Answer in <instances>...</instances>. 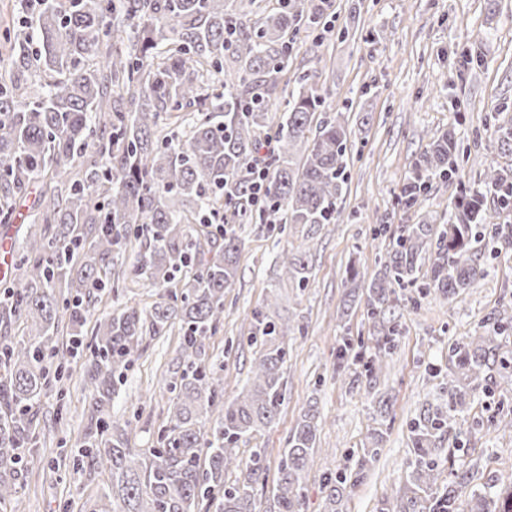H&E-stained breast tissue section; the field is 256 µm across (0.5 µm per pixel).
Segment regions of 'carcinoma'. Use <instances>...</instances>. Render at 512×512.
Here are the masks:
<instances>
[{
	"label": "carcinoma",
	"instance_id": "obj_1",
	"mask_svg": "<svg viewBox=\"0 0 512 512\" xmlns=\"http://www.w3.org/2000/svg\"><path fill=\"white\" fill-rule=\"evenodd\" d=\"M20 23L6 50L11 67L0 71V223L16 218L14 203L45 173L60 181L75 155L92 150L97 160L65 193L47 185L34 201L33 223L43 225L19 249L17 283L0 301V512H20L14 477L32 461L27 445L37 438L32 409L52 382L71 371L56 337L63 327L88 324L92 302L113 287L114 257L138 241L128 277L164 289L151 308L130 306L98 319L90 357L82 364L91 396L90 425L74 465L105 476L90 512H201L214 500L218 512H255V486L266 479L265 450L238 458L239 441L272 424L286 399L283 367L289 327L273 318L267 300L252 312L259 327L250 384L224 401L221 376L198 362L204 340L224 324V298L235 284L240 244L224 232L225 213L251 224L302 226L314 238L336 219L347 183V130L337 117L315 121L325 96L302 76L287 92L279 75L288 69V31L313 4L278 0L252 25L235 0H40ZM31 70L48 81L35 92L21 79ZM278 123L270 112L280 98ZM192 117L186 137L165 128ZM274 141L267 161L265 202L250 195V159L261 137ZM496 149L512 155V118L498 121ZM459 148L450 131L432 139L413 163L401 202L415 207L431 177L456 172ZM464 161L484 168L486 192L462 188L446 224H403L386 260L364 285L366 314L376 327L375 352L364 365L372 379L402 334L392 309L397 290L417 284L429 247H436L428 282L419 292L449 299L485 276L475 244L483 235L512 244V225L486 224L485 194L512 209V171L484 157ZM193 224L219 227L208 252L193 240ZM287 279L300 288L311 276L308 252L285 255ZM68 312L62 325L60 311ZM183 332L186 370L169 385L166 424L149 453L130 447L136 416L112 418L115 377L138 353L146 336ZM23 325L21 338L13 327ZM512 316L504 306L450 350L448 399L413 426L415 458L405 471L402 512H458L463 483L434 499L439 478L432 452L440 431L453 429L474 393L492 378ZM337 368L361 361L350 328L336 352ZM221 417L211 423L210 414ZM318 408L308 407L288 435L278 465V512H303L302 477L317 452ZM240 471L224 484L230 468ZM467 512H512V479L496 498L471 495Z\"/></svg>",
	"mask_w": 512,
	"mask_h": 512
}]
</instances>
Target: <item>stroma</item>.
Masks as SVG:
<instances>
[{"instance_id": "35a3bbf8", "label": "stroma", "mask_w": 512, "mask_h": 512, "mask_svg": "<svg viewBox=\"0 0 512 512\" xmlns=\"http://www.w3.org/2000/svg\"><path fill=\"white\" fill-rule=\"evenodd\" d=\"M314 75L326 91L325 109L342 113L349 131V182L335 223L311 241L300 227L279 231L266 224H227L241 242L236 282L224 299V325L207 337L201 359L220 369L224 398L245 385L255 358L250 343L252 312L275 298L277 315L287 321V400L269 427L239 443L241 456L266 451L267 481L256 486L259 512H273L278 465L290 431L309 404L320 411V451L304 480L306 512H375L379 500L400 503L404 476L413 461L411 426L427 403L442 398L448 384L450 348L478 330L501 304L512 303V245L482 254L486 269L479 284L449 300L423 298L420 306L397 301L403 328L394 354L376 380L336 367V346L344 329L370 341L374 328L363 305L345 309L352 284L350 268L366 276L380 270L389 236L373 238L375 225L447 223L455 183L434 179L420 205L397 201L414 160L434 135L454 131L461 150L488 153L503 168L512 155L497 152L493 116L512 109V0H328L320 22L302 20L291 39L282 81ZM308 243L312 274L308 287L282 272L286 252ZM137 245L114 259L112 290L103 292L94 315L107 317L125 306L148 308L159 289L134 283L126 273ZM182 334L146 339L112 397L113 417L139 415L132 447L148 451L166 419L169 383L184 369ZM387 399V415L377 411ZM41 435L34 445L39 461L20 472L23 512H78L80 500L95 495L99 477L73 464L88 422L89 397L72 377L64 394L47 391L35 407ZM512 416V377L494 378L478 391L457 424L462 449L440 459V490L464 481L467 491L493 496L512 475V430L493 427L494 418ZM385 434L379 457L364 462L370 435ZM357 474L336 502H328V475Z\"/></svg>"}]
</instances>
